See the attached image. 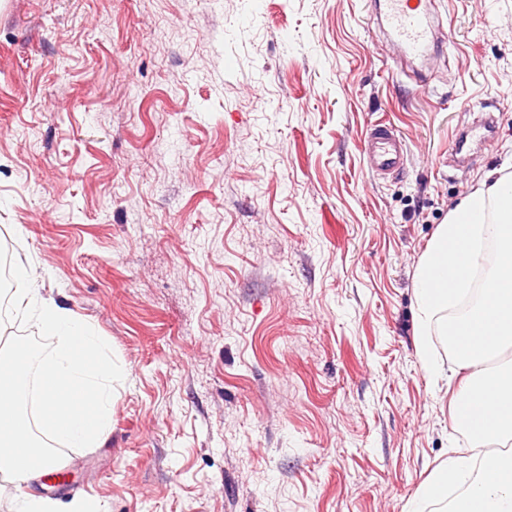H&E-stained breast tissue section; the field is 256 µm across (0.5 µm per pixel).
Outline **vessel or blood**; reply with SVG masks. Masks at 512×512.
I'll list each match as a JSON object with an SVG mask.
<instances>
[{"label":"vessel or blood","instance_id":"vessel-or-blood-1","mask_svg":"<svg viewBox=\"0 0 512 512\" xmlns=\"http://www.w3.org/2000/svg\"><path fill=\"white\" fill-rule=\"evenodd\" d=\"M378 8L387 36L405 60L430 59L444 43V27L432 0H378ZM364 150L372 171L391 174L404 164L402 141L390 124H375Z\"/></svg>","mask_w":512,"mask_h":512}]
</instances>
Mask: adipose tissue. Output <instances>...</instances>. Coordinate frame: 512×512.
I'll return each instance as SVG.
<instances>
[{"mask_svg":"<svg viewBox=\"0 0 512 512\" xmlns=\"http://www.w3.org/2000/svg\"><path fill=\"white\" fill-rule=\"evenodd\" d=\"M483 284L476 303L457 307L476 272ZM419 357L425 371L436 369L432 335L454 349L469 370L466 389L452 402L454 422L493 443L512 436V361L494 357L512 348V177L490 171L438 225L415 274ZM463 484L456 498L448 487ZM448 502L449 512H512V451L487 452L479 468L468 457L449 456L420 487L405 512H426Z\"/></svg>","mask_w":512,"mask_h":512,"instance_id":"obj_1","label":"adipose tissue"}]
</instances>
